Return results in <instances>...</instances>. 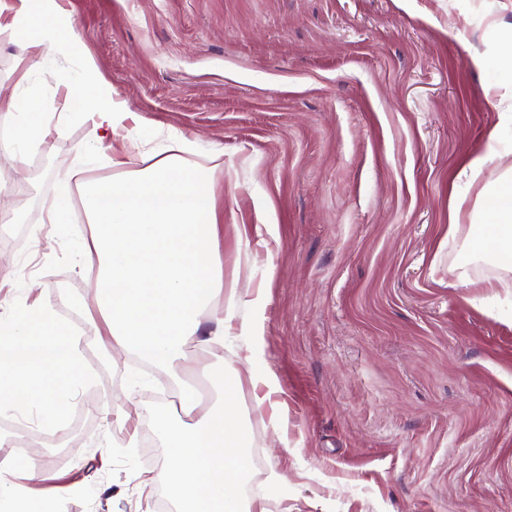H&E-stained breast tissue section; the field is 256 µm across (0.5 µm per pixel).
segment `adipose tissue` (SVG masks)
Returning a JSON list of instances; mask_svg holds the SVG:
<instances>
[{"instance_id":"1","label":"adipose tissue","mask_w":512,"mask_h":512,"mask_svg":"<svg viewBox=\"0 0 512 512\" xmlns=\"http://www.w3.org/2000/svg\"><path fill=\"white\" fill-rule=\"evenodd\" d=\"M19 35L22 75L16 90L0 92V115L14 120L13 138L0 152L15 164L27 160L24 145L47 144L51 134L40 112L31 107L27 86L34 71L52 69L58 57L75 53L78 63L67 85L80 103L79 114L91 123L94 148L111 151L114 176L84 181L79 196L62 191L48 214L50 223L68 224L83 214L95 233L83 250L97 257L94 303L103 311L108 346L138 355L180 383L186 411L198 405L195 387L184 382L186 346L220 345L227 331L259 339L260 316L238 320L234 312L213 317L202 329L200 313L224 291L213 163L191 162L182 134L172 133L168 147L150 165L129 169V149L121 138L132 116L124 100L107 90L93 57L80 53V30L66 17L61 0H0V30ZM481 224L493 225L498 237L494 258L512 268V168L486 189L475 211ZM205 372L216 380L219 396L193 423L174 422L165 410L154 414V427L165 438L166 464L152 480L168 492L177 512H266L262 501L244 499L241 483L248 474L247 438L239 421L238 378L220 363ZM85 372L80 351L55 320L50 302L0 313V420L36 408L41 427L66 425L64 409L75 398ZM197 411V410H196ZM43 464L32 456L23 465L0 461V512H51L65 494L58 487L44 496L30 495L40 482Z\"/></svg>"}]
</instances>
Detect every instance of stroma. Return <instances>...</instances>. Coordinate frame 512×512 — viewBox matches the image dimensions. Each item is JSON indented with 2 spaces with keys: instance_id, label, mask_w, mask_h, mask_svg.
<instances>
[{
  "instance_id": "35a3bbf8",
  "label": "stroma",
  "mask_w": 512,
  "mask_h": 512,
  "mask_svg": "<svg viewBox=\"0 0 512 512\" xmlns=\"http://www.w3.org/2000/svg\"><path fill=\"white\" fill-rule=\"evenodd\" d=\"M107 83L131 112L135 167L166 130L224 155V292L211 312H261L255 348L213 347L238 399L267 512H512V291L503 271L448 242L451 183L500 129L498 158L458 214L512 167V76L496 66L512 0H62ZM487 57L483 68L473 52ZM74 57L32 76L35 107L61 126L23 171L0 155V304L50 299L93 374L63 431L27 424L62 512H157L142 483L164 450L155 409L179 418L164 383L106 346L84 302L78 253L94 228L46 213L72 160L94 143L63 87ZM40 226L31 237V226ZM261 306H253L256 294ZM269 373L274 408L254 406L246 354ZM96 402L130 412L105 422ZM282 474L268 489L271 472ZM461 252L464 256V261L457 267L460 270L458 274V284L467 287L473 283L470 276L465 269V266L471 259L477 256V252L482 253L481 246L470 236H466L461 242Z\"/></svg>"
}]
</instances>
